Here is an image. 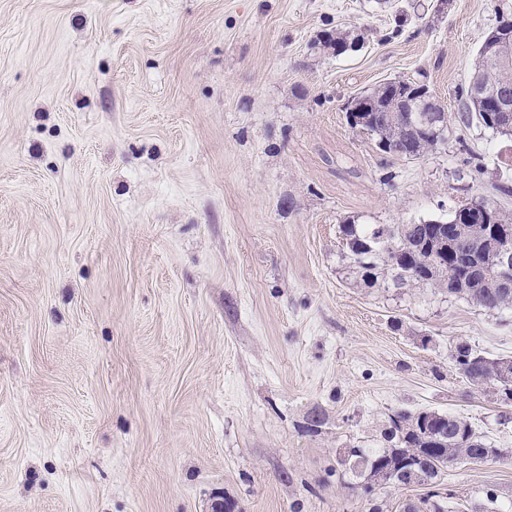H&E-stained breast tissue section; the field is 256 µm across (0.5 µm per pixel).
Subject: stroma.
Returning a JSON list of instances; mask_svg holds the SVG:
<instances>
[{
    "instance_id": "1",
    "label": "stroma",
    "mask_w": 512,
    "mask_h": 512,
    "mask_svg": "<svg viewBox=\"0 0 512 512\" xmlns=\"http://www.w3.org/2000/svg\"><path fill=\"white\" fill-rule=\"evenodd\" d=\"M512 0H0V512H402L344 449L396 411L495 458L448 505L512 512V416L455 368L512 356V311L359 288L341 224L512 212V139L459 123ZM348 30L342 55L325 32ZM390 79L448 114L420 158L345 105ZM498 501L488 504L487 487Z\"/></svg>"
}]
</instances>
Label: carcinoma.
Wrapping results in <instances>:
<instances>
[{
    "label": "carcinoma",
    "mask_w": 512,
    "mask_h": 512,
    "mask_svg": "<svg viewBox=\"0 0 512 512\" xmlns=\"http://www.w3.org/2000/svg\"><path fill=\"white\" fill-rule=\"evenodd\" d=\"M357 38L336 30L323 40V46L338 50ZM512 45V16L501 17L487 33L477 53L470 82L486 83L487 96L464 104L459 120L474 121L502 136H512V125L496 121L492 97L494 87H512V63L501 65L496 58L499 46ZM365 96L380 100L392 125L400 130L402 142L389 144V154L417 157L445 141L447 130L427 135L410 131L407 113L394 97L373 89ZM512 227V214L496 209L495 223L485 224L470 213L467 219L439 217L426 224H343L340 226L348 275L361 288H438L449 296L483 310H512V288L498 285L507 270L490 251V239L499 227ZM412 230L411 245L397 254L401 234ZM512 273V268L507 270ZM456 369L472 385L491 388L500 402L512 407V356L487 357L461 342L456 346ZM385 436L394 441L389 448L368 453L351 448L344 461L372 471L374 462L389 458L419 455L422 466L436 479L448 468V460L463 457L469 461L484 459L488 444L466 420L436 411L395 412Z\"/></svg>",
    "instance_id": "cac0c4a2"
}]
</instances>
